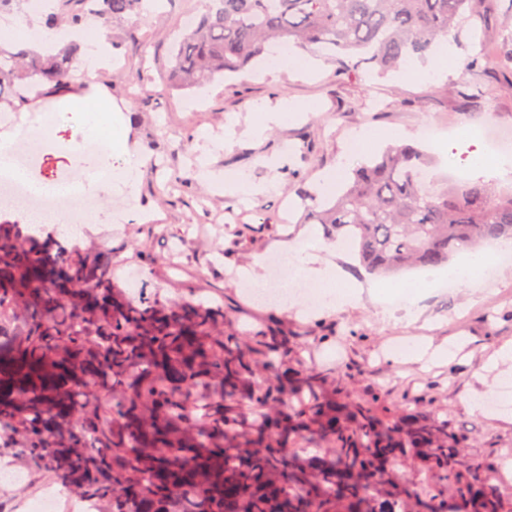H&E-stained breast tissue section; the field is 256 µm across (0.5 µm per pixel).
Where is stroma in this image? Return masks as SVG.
<instances>
[{
	"instance_id": "1",
	"label": "stroma",
	"mask_w": 512,
	"mask_h": 512,
	"mask_svg": "<svg viewBox=\"0 0 512 512\" xmlns=\"http://www.w3.org/2000/svg\"><path fill=\"white\" fill-rule=\"evenodd\" d=\"M204 0H167L162 12L144 21L130 16L104 26L117 68L81 74V83L105 87L121 111L112 124L110 152L81 151V115L58 118V136L42 145L27 167L34 182L62 179L69 166L97 177L121 166L118 142L147 158L136 188H111L78 202L67 224L53 225L60 236H77L112 250V281L129 292L127 268L138 269L141 285L162 298L175 299L189 289L223 296L224 328L252 336L278 321L293 338L289 365L306 363L347 391L351 400L381 395L386 404L406 402L407 412L426 411L464 439L466 461L490 463L512 476V409L492 416L471 414L469 391L490 399L512 371L489 367L490 357L512 346V264L493 277L478 276L473 288L445 289L421 283L416 270L384 279L367 273L353 246L329 251L324 237L320 256L335 273L338 287L352 293L351 304L326 310L302 297L288 303L258 304L247 295L238 267L254 256L272 261L274 241L297 228L312 199L321 195V176L360 128L382 133L406 131L432 156L428 179L439 186L449 167L462 179L474 177L473 157L490 158V129L512 130V89L505 85L492 46L494 26H464L453 38L454 55L436 76L410 67L385 76L365 71L340 74L329 52H320V69L303 76L269 73L254 67L238 76L215 79L193 90L169 82L173 39L185 15H200ZM481 55V70H467ZM295 105L287 121L271 126L263 141L246 131L260 117L257 103ZM211 137L196 138L200 128ZM440 141L427 140V128ZM228 174L262 186L255 196L216 194L196 181L200 158ZM152 207L153 221L132 220L131 211ZM98 222L86 225L89 214ZM456 346L452 364L393 360L396 341Z\"/></svg>"
}]
</instances>
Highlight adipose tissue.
Listing matches in <instances>:
<instances>
[{
  "label": "adipose tissue",
  "instance_id": "ef3b65f1",
  "mask_svg": "<svg viewBox=\"0 0 512 512\" xmlns=\"http://www.w3.org/2000/svg\"><path fill=\"white\" fill-rule=\"evenodd\" d=\"M71 43L81 47L82 68L91 72L106 68L109 51L103 32L92 34L71 27L50 30L22 18L0 23V45L11 51L26 49L47 54ZM63 109L81 113L85 139L97 138L112 128V100L100 86H93L88 93L81 89L72 91L65 96ZM316 233V228H304L300 238L278 241L277 247L286 255L289 267L296 273L325 286V307L330 310L349 303L350 297L337 291L336 278L328 268L315 265L310 258L307 252L308 243L315 240Z\"/></svg>",
  "mask_w": 512,
  "mask_h": 512
}]
</instances>
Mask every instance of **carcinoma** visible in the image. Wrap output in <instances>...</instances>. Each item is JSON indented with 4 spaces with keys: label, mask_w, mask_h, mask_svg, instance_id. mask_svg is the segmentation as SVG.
Wrapping results in <instances>:
<instances>
[{
    "label": "carcinoma",
    "mask_w": 512,
    "mask_h": 512,
    "mask_svg": "<svg viewBox=\"0 0 512 512\" xmlns=\"http://www.w3.org/2000/svg\"><path fill=\"white\" fill-rule=\"evenodd\" d=\"M488 0H207L180 34L169 76L191 89L241 73L283 45L334 52L339 69H397L425 57ZM147 19L144 0H61L46 19L81 24ZM500 63L512 72V0L498 24ZM77 46L41 56L0 47V90L42 77L63 87ZM427 152L391 144L356 170L327 204L306 207L308 224L353 241L374 273L436 267L484 241L512 239V190L481 179L435 189ZM112 250L67 246L21 224L0 222V453L46 473L97 512H397L369 495L405 454L448 481L454 510L436 484L406 486L402 512H505L493 467L456 454L458 436L420 414L399 439L403 417L379 418L372 402L321 397L322 375L303 364L280 371L288 332L266 327L224 334V303L192 292L180 301L134 300L112 285ZM309 399L290 400L297 388ZM264 410L255 423L246 404ZM307 437L338 456L297 463Z\"/></svg>",
    "instance_id": "cac0c4a2"
}]
</instances>
